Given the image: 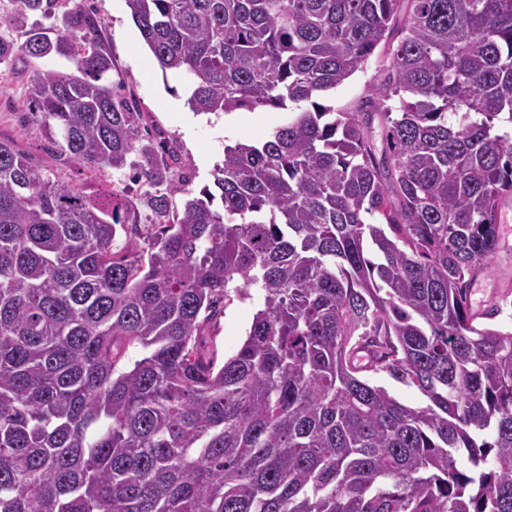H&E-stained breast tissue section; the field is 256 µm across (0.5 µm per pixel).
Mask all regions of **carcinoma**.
Instances as JSON below:
<instances>
[{"instance_id":"cac0c4a2","label":"carcinoma","mask_w":512,"mask_h":512,"mask_svg":"<svg viewBox=\"0 0 512 512\" xmlns=\"http://www.w3.org/2000/svg\"><path fill=\"white\" fill-rule=\"evenodd\" d=\"M16 2L0 64L69 62L29 120L146 191L0 140V512H512V330L469 302L512 196V0H126L192 111L288 113L198 197L111 87L96 11ZM394 36L374 98L320 103ZM251 288L220 364L212 323ZM371 380L384 386L391 395L406 405L418 406L422 403L423 397L414 387L397 382L385 374L371 375Z\"/></svg>"}]
</instances>
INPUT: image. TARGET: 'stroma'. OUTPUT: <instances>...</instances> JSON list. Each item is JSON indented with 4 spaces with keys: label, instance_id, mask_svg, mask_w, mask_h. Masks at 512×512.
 <instances>
[{
    "label": "stroma",
    "instance_id": "35a3bbf8",
    "mask_svg": "<svg viewBox=\"0 0 512 512\" xmlns=\"http://www.w3.org/2000/svg\"><path fill=\"white\" fill-rule=\"evenodd\" d=\"M103 18L105 41L111 51L115 71L125 91L138 99L143 124L156 145L173 151L178 162L174 180L187 181L193 193L213 183V174L224 159L225 146L238 142H264L272 130L286 119L285 112L267 108L237 111L232 121L223 116L198 114L183 104L186 80L176 73H162L133 22L126 0H88ZM389 64L388 46H380L364 67L347 79L328 98L339 110L359 108L372 95ZM51 59L17 57L8 66L0 65V138L14 140L18 149L36 162L52 169L62 180L81 185L137 193L139 187L127 174L103 169L92 172L63 166L54 157L50 140L28 122L24 91L37 69L54 67ZM500 238L487 271L481 273L471 291L473 310L484 312L499 306L494 325L512 326V200L498 211ZM263 303L259 293L234 300L221 315L212 335L219 357L231 356L242 344L253 316Z\"/></svg>",
    "mask_w": 512,
    "mask_h": 512
}]
</instances>
